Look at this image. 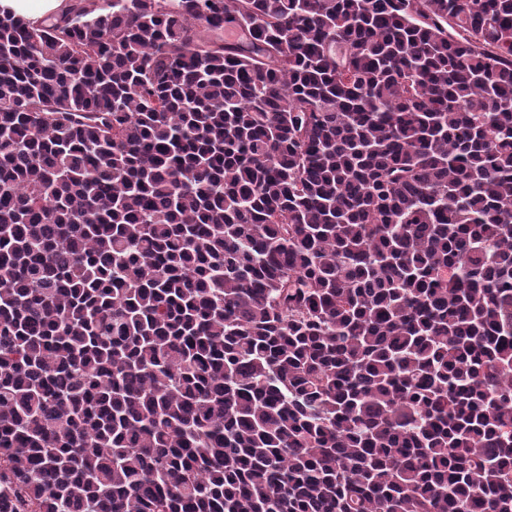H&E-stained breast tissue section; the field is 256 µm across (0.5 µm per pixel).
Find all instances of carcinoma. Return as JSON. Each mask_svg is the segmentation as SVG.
I'll return each instance as SVG.
<instances>
[{
    "label": "carcinoma",
    "instance_id": "carcinoma-1",
    "mask_svg": "<svg viewBox=\"0 0 512 512\" xmlns=\"http://www.w3.org/2000/svg\"><path fill=\"white\" fill-rule=\"evenodd\" d=\"M0 512H512V0L0 10Z\"/></svg>",
    "mask_w": 512,
    "mask_h": 512
}]
</instances>
